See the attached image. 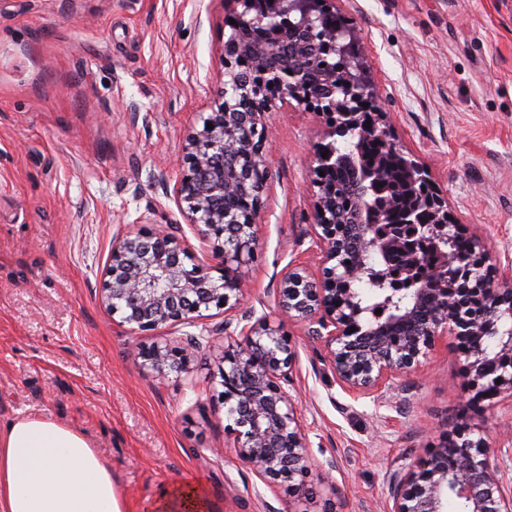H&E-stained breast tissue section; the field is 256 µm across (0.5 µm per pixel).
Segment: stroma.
Here are the masks:
<instances>
[{
	"mask_svg": "<svg viewBox=\"0 0 512 512\" xmlns=\"http://www.w3.org/2000/svg\"><path fill=\"white\" fill-rule=\"evenodd\" d=\"M360 28L376 96L404 152L426 165L457 223L512 265V0H336ZM227 0H0V425L42 416L82 432L112 467L126 512L199 487L208 512H386L385 475L461 426L512 446V397L469 404L465 358L442 337L402 374L409 412L336 381L303 324L294 394L314 497L290 501L224 444L210 375L224 315L147 334L101 303L112 238L182 222L154 181L176 161L226 79ZM270 179L254 231L248 303L277 318L289 263H317L316 150L325 116L296 103L269 117ZM199 336L190 373L141 371L135 343ZM336 468L325 472V459Z\"/></svg>",
	"mask_w": 512,
	"mask_h": 512,
	"instance_id": "1",
	"label": "stroma"
}]
</instances>
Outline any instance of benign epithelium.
Returning <instances> with one entry per match:
<instances>
[{
  "instance_id": "1",
  "label": "benign epithelium",
  "mask_w": 512,
  "mask_h": 512,
  "mask_svg": "<svg viewBox=\"0 0 512 512\" xmlns=\"http://www.w3.org/2000/svg\"><path fill=\"white\" fill-rule=\"evenodd\" d=\"M233 19L226 45L234 57L249 63L256 82L233 78L254 100L241 112L222 91L217 111L188 136L178 161L181 176L170 185L166 172L157 175L163 194L173 195L188 226L211 251L206 263L186 245L180 224H140L113 237L112 255L100 288L103 304L121 322L142 332L155 331L212 309L224 312V349L213 372L214 399L229 420L227 438L237 458L267 486L284 488L293 497H308L311 472L309 442L299 418L295 390V353L284 333L286 321L301 322L319 343L337 383L357 397L385 400L401 395L399 407L411 408L399 374L418 367L441 336H453L465 357L464 372L475 400L512 392V289L500 288L491 274L486 242L467 232L448 212V200L435 191L429 199L410 197L409 212L430 204L432 221L416 227V235L434 244L467 240L464 250L440 251L441 261L420 288H394L385 269L401 246L398 237L378 231L376 224L358 226L356 260L348 261L349 240L336 212L334 185L321 178L313 224L322 263L316 278L301 263L290 264L277 289L280 319L255 316L247 301L245 275L256 251L254 218L270 178L265 160L267 114L275 98L321 112L330 136L354 137L349 106L336 110V73L357 87L353 104L375 112L373 130L387 144L397 143L389 116L374 101L375 77L367 65L361 32L350 24L336 26L334 0H232ZM324 27L329 36L318 47L297 42L304 30ZM273 87H268V84ZM368 107H362V104ZM213 128H207V125ZM251 151L265 176L255 182L229 173V153ZM314 172L336 170L332 145L315 152ZM238 191L252 193L253 207L242 214L224 205ZM379 270L383 301L363 299L361 283L371 268ZM219 276H212V272ZM382 310L376 314V310ZM394 313L410 328L393 343L385 325L374 318ZM355 331H350V327ZM235 332H230V328ZM202 348L200 339L180 343H139L132 355L145 372L158 378L189 370ZM455 463L448 467V455ZM392 506L388 512H446L448 500L462 512H512V480L504 457L490 454L486 440L459 431L424 455L406 459L386 475Z\"/></svg>"
}]
</instances>
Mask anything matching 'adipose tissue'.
<instances>
[{
  "label": "adipose tissue",
  "instance_id": "ef3b65f1",
  "mask_svg": "<svg viewBox=\"0 0 512 512\" xmlns=\"http://www.w3.org/2000/svg\"><path fill=\"white\" fill-rule=\"evenodd\" d=\"M0 512H125L112 468L77 430L45 417L0 426Z\"/></svg>",
  "mask_w": 512,
  "mask_h": 512
}]
</instances>
